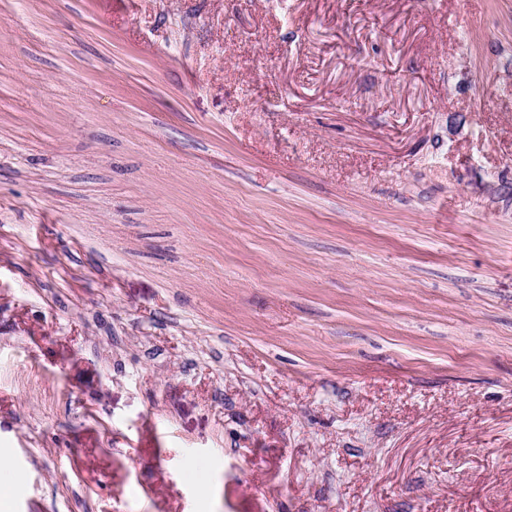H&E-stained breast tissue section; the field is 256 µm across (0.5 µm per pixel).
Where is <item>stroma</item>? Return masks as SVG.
Wrapping results in <instances>:
<instances>
[{"label":"stroma","instance_id":"35a3bbf8","mask_svg":"<svg viewBox=\"0 0 512 512\" xmlns=\"http://www.w3.org/2000/svg\"><path fill=\"white\" fill-rule=\"evenodd\" d=\"M13 512H512V0H0Z\"/></svg>","mask_w":512,"mask_h":512}]
</instances>
